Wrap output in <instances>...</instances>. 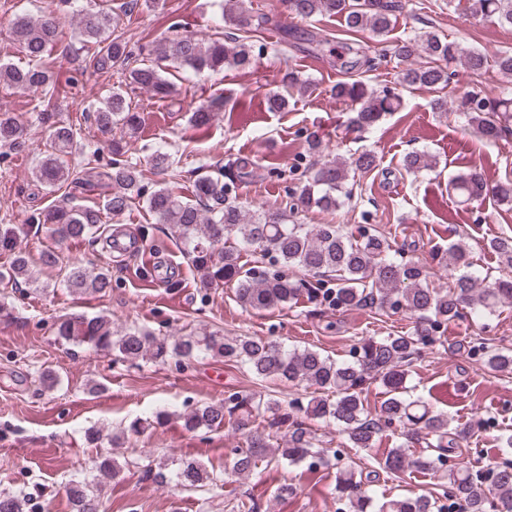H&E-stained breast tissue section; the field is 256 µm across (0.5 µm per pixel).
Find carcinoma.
<instances>
[{"label": "carcinoma", "instance_id": "carcinoma-1", "mask_svg": "<svg viewBox=\"0 0 512 512\" xmlns=\"http://www.w3.org/2000/svg\"><path fill=\"white\" fill-rule=\"evenodd\" d=\"M292 13L302 19L319 15H339L346 32L369 31L385 38L391 30L399 4L395 0H291ZM474 16L490 18L512 27V0H468ZM252 18L243 0H224L223 21L242 27ZM261 23L245 29L243 36L224 35L205 43L195 35H181L153 48L157 64L132 67L128 42L120 34H112V14L101 10L79 13L75 35L94 45L87 56L85 70L93 74H119L118 86L103 106L94 111V122L102 130L120 131L112 139V162L98 173L97 186L108 187L106 210L120 214L129 202L144 201L157 223L165 224L183 246L193 267L201 274L203 287L220 283L234 289L238 303L249 310L267 311L285 307L305 294L310 299L330 300L338 309L374 307L393 313L405 312L416 317L412 331L396 336H363L353 348L352 360L338 362L308 347L288 348L277 339L252 336H226L220 329L205 330L171 339L150 330L132 326L123 331L112 329V321L104 315L65 316L54 326L57 339L73 347L110 351L117 360L134 363L150 360L164 363L176 358L192 361L200 358H222L259 381L276 379L294 386L315 388L307 404L294 400L287 404L274 394L233 393L222 401L205 402L183 414L166 409L153 413L154 422L176 417L188 432L217 430L231 423L243 432L244 445L234 449L231 474L242 477L252 473L259 462L275 454L290 464L306 460L320 462L327 453L321 440L305 422L292 418L288 409L303 410L306 417L336 426L348 447L358 451L372 448L384 431L400 429L401 442L389 449L379 466L387 473L430 471L437 473L445 460L455 456L461 443L475 433L472 424L451 426L448 416L436 414L427 405L407 396L409 367L421 353L432 347L441 325L469 310L481 317L493 314L499 306L512 301V280H486L472 270L469 252L460 243H452L439 263L451 266L448 287L430 286V268L417 262L402 261L394 256L392 242L379 231L369 228L354 237L338 224H294L289 218L301 207L332 211L352 198L350 172L368 173L377 167L376 156L364 151L351 163L323 156L322 142L315 134L307 136V150L317 156L314 172H300L304 185L288 195L289 201L276 211H249L235 195L234 181L246 174L248 162L234 160L216 165L213 175L195 182V201H186L166 183L160 182L146 194L142 170L137 160L126 155L125 135L137 132L139 113L131 110L124 85H133L166 98L172 92L171 82L164 76L162 61L196 72L220 71L226 66L237 69L251 67L254 54L250 34L259 31ZM12 38L27 57L18 67L0 63V85L22 87L37 94L41 120L49 128V151L41 159L35 178L55 191L64 185L79 184L64 160L72 153L75 132L71 124L54 119V66L52 49L60 41L57 19L44 16L34 20L17 16L11 24ZM419 53L426 58L420 64H408L399 74V84L407 89L425 88L437 92L447 86L451 74L439 65L441 61H457L466 72L480 75L489 65L512 76V52H499L494 58L478 49H470L435 31L415 34L398 43L394 54L407 61ZM290 90L308 92L312 82L293 71L284 75ZM336 100L345 104L352 116L348 129L361 133L377 125L382 117L398 110L401 97L389 91H377L364 82H342L336 85ZM219 100L207 101L195 108L189 122L197 131L209 129ZM437 112L451 110L462 115L487 139H497L512 131V92L491 97L483 91H467L453 102L437 97L432 100ZM0 146L24 147L21 125L10 112L0 110ZM403 168L409 172H431L436 159L427 151L406 154ZM449 188L460 202L469 204L491 195L500 203H512V180L490 185L480 169L469 167L454 175ZM31 222L48 227L59 241L92 239L98 231L100 213L90 208H77L67 203L49 206L31 216ZM234 245L228 246V240ZM502 266L512 268V238L490 242ZM259 255L258 264L242 261L243 255ZM7 264L0 266V281L19 287L39 283V270L21 246L20 229L14 224H0V256ZM64 283L79 295L106 294L112 290V273L107 269L91 272L81 266L66 268ZM485 366L495 372H512V349L498 348L485 355ZM374 381L385 388L386 399L378 413L369 410L364 395L366 383ZM266 417L262 428L253 419ZM426 445V454L414 457L408 448L416 442ZM129 462H119L111 455L94 459V470L101 479H116ZM167 464L144 465L143 473L153 482L175 483L187 490H203L224 483L226 471L216 473L204 464L185 459L176 470L166 472ZM370 476L354 465L337 471L336 499L345 512H448V505L438 503L436 496L421 494L397 496L375 502L368 489ZM69 498L73 512H100L99 494L91 491L84 479H72ZM448 500L461 506L460 512H487L490 501L497 502V512H512V463L496 465L484 473H474L460 463L448 469ZM25 498L0 493V512H23Z\"/></svg>", "mask_w": 512, "mask_h": 512}]
</instances>
